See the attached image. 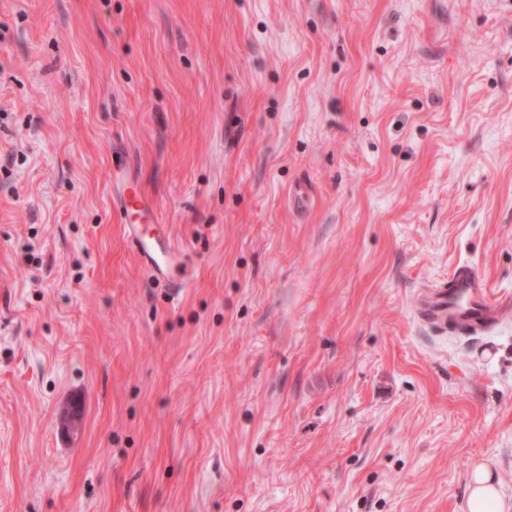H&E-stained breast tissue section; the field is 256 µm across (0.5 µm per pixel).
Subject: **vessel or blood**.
Returning <instances> with one entry per match:
<instances>
[{
  "label": "vessel or blood",
  "instance_id": "1",
  "mask_svg": "<svg viewBox=\"0 0 512 512\" xmlns=\"http://www.w3.org/2000/svg\"><path fill=\"white\" fill-rule=\"evenodd\" d=\"M126 215L124 230L143 267L157 279H165L181 263V253L171 237L158 225L154 205L134 181H126L120 196ZM512 302L492 298L484 278L473 268L462 265L450 281L423 291L417 302L419 320L435 334L448 331L480 333L507 313Z\"/></svg>",
  "mask_w": 512,
  "mask_h": 512
}]
</instances>
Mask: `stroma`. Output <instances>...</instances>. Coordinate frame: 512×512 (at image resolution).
Segmentation results:
<instances>
[{
    "instance_id": "35a3bbf8",
    "label": "stroma",
    "mask_w": 512,
    "mask_h": 512,
    "mask_svg": "<svg viewBox=\"0 0 512 512\" xmlns=\"http://www.w3.org/2000/svg\"><path fill=\"white\" fill-rule=\"evenodd\" d=\"M459 265L512 295V0H0V512L512 497V322L414 317ZM120 207L124 214V230L143 267L155 279H167L174 267L181 264V253L171 237L158 223L154 205L134 181L125 179V188L120 196ZM134 218L129 219V216ZM154 226L153 235L148 233ZM471 492L466 501L468 512H510L511 502L502 492L500 481L483 464L475 465L470 473Z\"/></svg>"
}]
</instances>
